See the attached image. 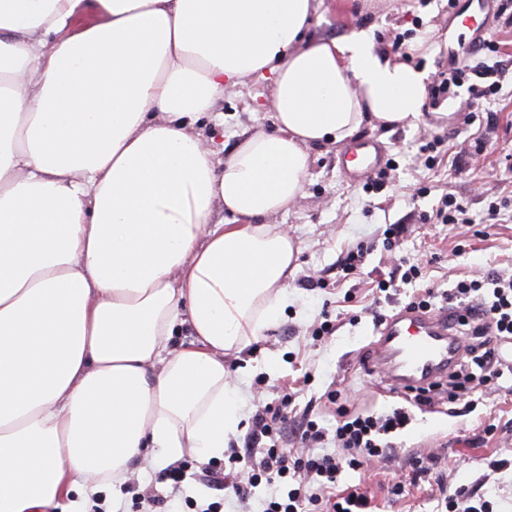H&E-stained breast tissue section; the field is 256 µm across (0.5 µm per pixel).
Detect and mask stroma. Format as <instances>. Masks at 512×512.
<instances>
[{
  "mask_svg": "<svg viewBox=\"0 0 512 512\" xmlns=\"http://www.w3.org/2000/svg\"><path fill=\"white\" fill-rule=\"evenodd\" d=\"M476 0H316L308 30L312 37H344L373 27L387 51L402 47L413 66L430 75L447 71L461 39L471 38L461 13ZM484 47L470 53L471 74H492L502 85L494 100L475 108L466 87L429 96L414 127L384 129L364 124L359 137L382 146L394 164L380 188L352 184L342 168V145L311 147L305 187L287 212L271 221L299 242L300 265L287 288L288 304L277 322L240 354L224 363L237 394L246 401L234 443H242L259 408L277 400L280 388L294 393L296 412L313 409L319 426L334 429L336 407L329 390L340 391L349 410L381 414L402 408L409 425L391 434L388 459L371 460L360 470L343 469L340 487L362 485L378 505L376 512H441L438 501L466 488L489 502L492 512H512V374L484 383L471 380L467 396L475 408L462 411L447 395H431L418 404L387 395V378L367 371L363 362L378 325L371 312L377 280L408 262L426 276L399 284L389 315L426 287L446 291L462 280L495 272L512 276V24L499 13L487 16ZM273 88L249 78L226 90L213 111L195 124L211 141L216 158L228 156L245 137L273 127ZM453 195L466 206L459 224L435 219L442 197ZM498 207L490 215V207ZM401 235L385 241L387 225ZM364 247L359 268L345 273L349 251ZM332 335L315 338L322 320ZM434 455L429 480L408 483L412 452ZM404 481V492H388Z\"/></svg>",
  "mask_w": 512,
  "mask_h": 512,
  "instance_id": "stroma-1",
  "label": "stroma"
}]
</instances>
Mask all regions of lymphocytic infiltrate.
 Returning a JSON list of instances; mask_svg holds the SVG:
<instances>
[{
	"mask_svg": "<svg viewBox=\"0 0 512 512\" xmlns=\"http://www.w3.org/2000/svg\"><path fill=\"white\" fill-rule=\"evenodd\" d=\"M487 284L491 285L492 294L479 302V324L470 325L464 316L458 317L457 322L470 326L475 338L471 347L473 363L485 377L497 379L504 370L492 336H486L482 323L490 321L493 336L512 335V280L506 282L494 274L482 281L463 280L449 291L448 298L464 300ZM293 400V395L283 394L280 409L266 408L255 413L243 447L232 449L227 469L207 468L208 482L231 489L242 505L251 499L254 488L272 487L264 512H372L371 498L364 489L354 485L337 490L338 477L343 468L355 470L368 460L386 458L392 448L386 437L408 425V413L395 409L378 417H352L342 408L334 432L329 433L310 416L290 420L288 409ZM292 433L311 445L310 453L290 454L288 436ZM329 438L338 443L340 454L315 452V445Z\"/></svg>",
	"mask_w": 512,
	"mask_h": 512,
	"instance_id": "lymphocytic-infiltrate-1",
	"label": "lymphocytic infiltrate"
}]
</instances>
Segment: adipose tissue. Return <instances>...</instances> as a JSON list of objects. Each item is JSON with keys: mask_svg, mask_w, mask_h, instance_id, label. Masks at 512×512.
Instances as JSON below:
<instances>
[{"mask_svg": "<svg viewBox=\"0 0 512 512\" xmlns=\"http://www.w3.org/2000/svg\"><path fill=\"white\" fill-rule=\"evenodd\" d=\"M313 3L0 0V512L223 458L244 418L224 355L299 270L269 216L310 146L415 126L428 96L372 30L308 38ZM248 77L274 129L216 161L194 119Z\"/></svg>", "mask_w": 512, "mask_h": 512, "instance_id": "adipose-tissue-1", "label": "adipose tissue"}]
</instances>
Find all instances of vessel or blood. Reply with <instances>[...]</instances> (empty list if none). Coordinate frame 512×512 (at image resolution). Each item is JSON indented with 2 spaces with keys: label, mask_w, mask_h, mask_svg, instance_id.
<instances>
[{
  "label": "vessel or blood",
  "mask_w": 512,
  "mask_h": 512,
  "mask_svg": "<svg viewBox=\"0 0 512 512\" xmlns=\"http://www.w3.org/2000/svg\"><path fill=\"white\" fill-rule=\"evenodd\" d=\"M352 164L354 183H365L384 166L379 146L369 140H356L345 149ZM448 310L423 311L402 308L385 318L379 338L371 346L370 369L387 374L393 388L408 393L430 387L454 368L463 347L451 331Z\"/></svg>",
  "instance_id": "b4317fda"
}]
</instances>
